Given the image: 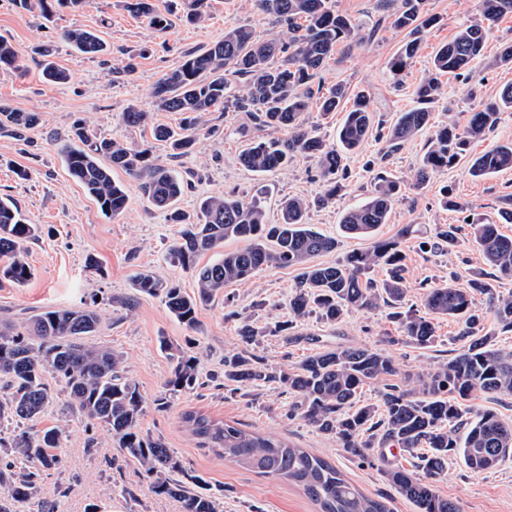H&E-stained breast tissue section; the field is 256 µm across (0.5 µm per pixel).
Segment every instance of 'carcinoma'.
Masks as SVG:
<instances>
[{
	"mask_svg": "<svg viewBox=\"0 0 512 512\" xmlns=\"http://www.w3.org/2000/svg\"><path fill=\"white\" fill-rule=\"evenodd\" d=\"M261 9L283 29L266 40H258L246 26H227L224 39L207 50L190 52L182 64L167 73L150 92L155 107L184 114L181 132L156 125L150 113L131 105L123 113L128 127L150 128L156 141L169 144L172 155H182L196 144L201 114L246 112L258 135L247 139L239 155L247 170L262 174L285 170L297 155L311 158L324 192L317 204L336 199L349 178L347 157L360 149L375 123L370 100L363 93L351 102L336 144L329 145L308 128L305 112L312 98V83L342 46L364 38L361 26L336 10L334 0H257ZM422 0H402L393 13V25L409 30L406 41L390 61V71L399 76L418 53L421 30L433 22L420 14ZM126 7L146 17L159 28L168 18L159 14L153 0H126ZM207 0H185L186 20L199 23L206 17ZM512 14V0H482L471 23L461 28L433 55L432 68L414 88L417 106L401 113L395 123L378 128L387 152L429 130L427 148L415 169L413 185H427L438 170L464 160L467 172L483 178L512 169V143L496 144L473 156L471 144L485 138L498 122L499 114L512 110V83L499 96L479 106L465 128L452 119L433 122L432 104L440 92V78L461 75L480 62L489 31L503 16ZM63 39L79 52L98 55L105 51L94 32L72 28ZM347 98L339 85L318 98L319 111H336ZM40 116L0 105V134L19 140L36 126ZM265 130L285 132V137L261 135ZM68 172L94 198L101 211L117 216L126 209L127 195L112 179L119 168L141 181L144 194L167 220L182 225L179 238L167 252L169 262L192 272L193 294H185L162 277L143 271L131 284L132 292L112 298V304L130 314L144 297L164 296L170 312L193 327L200 306L224 293V287L255 278L269 265L301 270L290 308L303 318L316 314L322 321L339 324L352 312L373 313L389 309L401 339L419 348L437 340L435 320L455 318L463 323L459 337L463 346L430 370L404 372L383 350L366 345L317 351L290 371L277 370L257 355L243 350L224 356V379L239 387L277 383L299 398L297 411L308 425L336 439L351 457L367 460L374 449L397 447L416 455L415 469L391 466L383 470L387 482L409 500L417 512H460L458 504L440 496L434 482L448 474V463L460 460L470 470L495 468L512 454V424L490 411L473 412L472 397L512 395V351L499 347L497 338L512 332V293L503 294L488 278H512V238L499 233L496 225L471 219L470 235L479 248L487 271L475 273L460 288L452 283H424L421 305L424 314L407 305L409 285L401 240L413 233L405 225L398 236L380 239L376 233L387 223L400 181L384 167L374 169L373 190L365 201L341 217V231L368 238L372 245L352 251L333 265L313 263L321 253L337 247L333 237L308 227L305 215L310 204L303 198L280 200V221L267 223L257 197L214 195L202 199L195 216L177 206L188 183L173 171L154 162L147 147L129 145L119 138L91 139L85 124L78 122L62 148ZM38 226L24 223L18 208L0 199V279L26 283L32 275L24 244L37 236ZM237 239L246 245L224 252L214 263L200 266L197 257ZM459 245L458 228L450 224L436 232V241L424 246ZM377 267L386 271L380 282L370 277ZM485 298L493 310L494 323L483 324L476 297ZM100 324L98 311L83 307L44 310L22 326L0 329V423L18 425L36 419L47 407L51 392L45 383L50 373L64 381L67 409L86 426H105L125 458L138 465L150 480L154 493L177 498L184 512H223L219 496L200 476L183 481L180 463L160 438L143 433L144 400L137 384L124 375L123 356L92 341ZM289 322L258 328L244 321L240 340L250 346L267 334L288 336ZM172 364L166 396L156 409L170 406L169 397L191 391L198 380L197 358L166 338L159 340ZM382 385L375 403L361 400L365 386ZM182 422L198 447L207 449L263 476L292 484L318 507L319 512H389L385 502L363 493L336 466L303 448L271 435L243 428L237 422L214 419L197 410L181 414ZM62 431L57 427L32 434L27 430L0 435V512H16L15 505L28 503L40 494L44 471L59 464L54 450L60 447ZM24 466L17 467V462Z\"/></svg>",
	"mask_w": 512,
	"mask_h": 512,
	"instance_id": "obj_1",
	"label": "carcinoma"
}]
</instances>
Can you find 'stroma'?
Returning a JSON list of instances; mask_svg holds the SVG:
<instances>
[{"label":"stroma","instance_id":"35a3bbf8","mask_svg":"<svg viewBox=\"0 0 512 512\" xmlns=\"http://www.w3.org/2000/svg\"><path fill=\"white\" fill-rule=\"evenodd\" d=\"M154 4L170 19V28H154L146 18L126 10L122 0H83L76 9L58 0L48 20L35 2L26 7L18 0H0V38L11 42L18 54L13 66H0V104L43 115L42 123L29 131L27 141L0 137V198H10L26 223L44 229L26 244L32 278L22 285L0 281V322L18 326L43 310L95 305L101 315L97 343L123 354L125 374L144 398L143 432L162 438L185 470L203 475L219 494L223 512H318V508L298 488L198 447L181 421L183 411L200 410L217 419L242 423L250 430L286 438L328 459L364 493L384 497L391 512H416L383 475L387 465H410L413 458L408 453L395 449L381 459L352 460L334 441L294 415L296 397L278 386L234 391L224 385V356L241 345V316H251L261 326L291 319L289 302L300 276L298 269L270 266L252 280L227 286L223 294L200 307L191 328L180 323L160 297L141 299L130 316L113 306V296L130 293L133 277L144 270L174 282L185 293L194 292L192 274L166 259L181 227L152 208L139 181L119 169L113 170L112 176L123 186L128 204L117 217L104 215L68 173L58 150L60 141L74 124L82 122L95 137L145 143L149 131L122 122L123 112L133 104L150 111L154 122L179 127L182 113L156 111L149 96L164 74L180 65L186 53L206 50L222 40L225 26L249 27L260 39L278 30L256 0H208L207 16L199 24L183 20L184 0H154ZM479 6L480 0H423V13L434 16L435 23L423 33L422 48L410 68L397 79L389 62L408 40V31L393 26L379 0H336L337 9L362 25L364 38L350 49L336 52L314 83L323 89L341 84L352 95L366 91L380 119L392 124L399 113L413 107V89L429 69L434 51L450 41L477 14ZM75 27L96 32L105 43V52L90 57L64 42L62 33ZM507 43H512V14L494 25L484 56L469 77L443 76L442 94L433 106L436 122L451 118L459 127H466L480 103L512 83V68L497 63ZM47 44L55 46L53 61L69 75L65 83L49 84L43 78L45 59L40 50ZM201 124L203 132L188 154L171 157L162 143L152 148L157 163L189 180L179 201L187 213H194L202 198L236 192L259 197L268 223L273 224L282 197L299 196L313 202L320 193L315 165L308 158L294 157L287 169L266 174L241 166L238 155L252 132L245 113L208 112ZM427 140V135H419L386 160L387 172L406 180L407 185L402 198L393 204L387 224L380 226L379 237H400L401 228L408 224L429 236L442 225H463L467 213L440 204V192L447 185L468 203L469 213L481 215L512 237V224L502 223L499 216L501 208L512 202V170L476 179L461 162L435 173L424 187L411 186L410 173L420 162ZM381 148V142L368 138L347 159L350 176L342 195L327 206L313 204L310 208L308 223L338 240L334 251L317 256V263L331 265L348 252L370 247V240L343 237L339 221L345 209L361 202L370 191L373 174L369 163ZM401 239L411 303H419L422 282H452L462 287L470 275L485 267L469 236H462L460 246L450 252H424L416 237ZM92 258L97 267L89 266ZM436 327L439 338L435 346L419 348L402 342L387 344V337L397 335L398 329L382 312H354L338 325L309 315L296 321L294 341L267 336L251 351L269 366L288 370L322 348L383 344L402 370L413 373L436 367L458 349L460 323L447 317L438 319ZM162 337L197 356L201 386L159 411L155 401L164 394L172 370L159 349ZM45 382L53 400L26 428L35 432L60 427L64 433L58 450L60 463L44 473L40 500L60 502V512H86L91 504L98 505L99 512H183L179 500L152 491L148 478L125 461L105 427L87 428L68 411L63 381L49 375ZM436 489L454 500L461 512H512V457L479 473L453 462Z\"/></svg>","mask_w":512,"mask_h":512}]
</instances>
